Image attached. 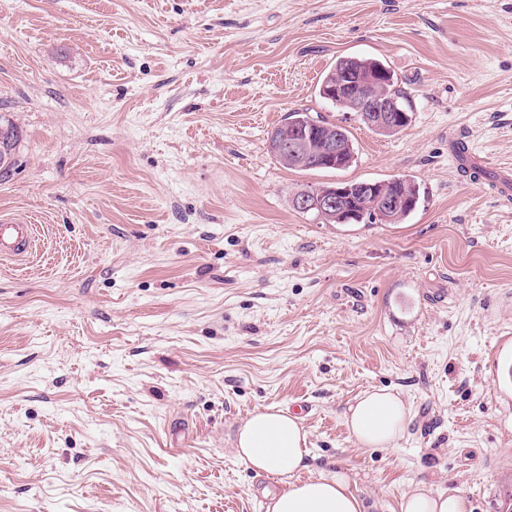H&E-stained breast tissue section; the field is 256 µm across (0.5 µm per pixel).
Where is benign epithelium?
I'll list each match as a JSON object with an SVG mask.
<instances>
[{
  "mask_svg": "<svg viewBox=\"0 0 512 512\" xmlns=\"http://www.w3.org/2000/svg\"><path fill=\"white\" fill-rule=\"evenodd\" d=\"M373 86L375 78L369 75L353 95L351 105L354 111L367 113L370 125L377 130H388L406 121L407 116L397 107L395 100L369 91ZM271 147L283 158L302 163L311 153L312 143L307 136L283 130L271 136ZM319 153L325 166L338 169L344 166L345 148L339 137L326 135L320 142ZM354 194L369 199V209L351 203ZM292 206L301 213H315L327 222L359 224L369 217L377 224H390L399 219L402 210L414 208L416 203L410 193H391L379 183L366 182L359 187H351L342 182L334 187L305 188L293 196Z\"/></svg>",
  "mask_w": 512,
  "mask_h": 512,
  "instance_id": "obj_1",
  "label": "benign epithelium"
}]
</instances>
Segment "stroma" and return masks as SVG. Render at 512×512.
I'll list each match as a JSON object with an SVG mask.
<instances>
[{"mask_svg":"<svg viewBox=\"0 0 512 512\" xmlns=\"http://www.w3.org/2000/svg\"><path fill=\"white\" fill-rule=\"evenodd\" d=\"M395 72L385 137L322 99L341 57ZM345 127L344 170L267 151L289 112ZM0 115L21 129L0 217V512H267L230 451L257 410L308 435L302 482L364 512L422 483L468 512L512 494V0H0ZM484 158L469 184L448 143ZM405 176L400 224H322L311 185ZM390 387L397 447L344 411ZM10 240L12 241V249L6 251L5 249L1 250V255H19L18 253L20 249L26 247L28 243L27 232L22 224H13V223H3L0 224V244L4 246V241Z\"/></svg>","mask_w":512,"mask_h":512,"instance_id":"35a3bbf8","label":"stroma"}]
</instances>
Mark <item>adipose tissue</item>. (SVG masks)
I'll return each instance as SVG.
<instances>
[{
  "mask_svg": "<svg viewBox=\"0 0 512 512\" xmlns=\"http://www.w3.org/2000/svg\"><path fill=\"white\" fill-rule=\"evenodd\" d=\"M408 422L404 400L385 388L363 391L345 414V425L361 447H396ZM307 444L297 417L283 410H266L251 414L239 427L233 454L257 472L284 480L269 512H362L361 501L344 473L294 482V474L306 466ZM402 512H467V506L461 496H434L418 486L404 494Z\"/></svg>",
  "mask_w": 512,
  "mask_h": 512,
  "instance_id": "1",
  "label": "adipose tissue"
}]
</instances>
